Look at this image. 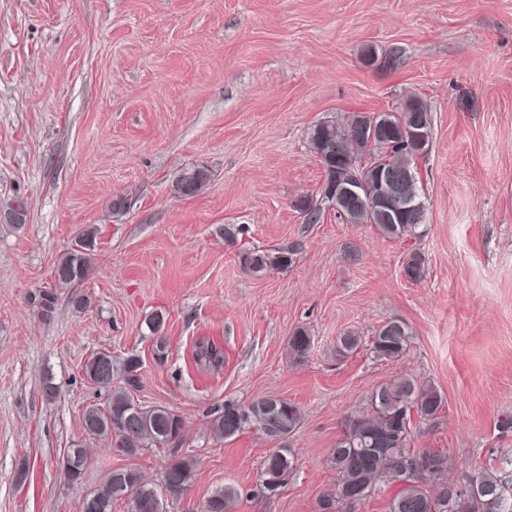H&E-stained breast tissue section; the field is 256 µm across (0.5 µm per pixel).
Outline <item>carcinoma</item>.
Instances as JSON below:
<instances>
[{"label":"carcinoma","instance_id":"carcinoma-1","mask_svg":"<svg viewBox=\"0 0 512 512\" xmlns=\"http://www.w3.org/2000/svg\"><path fill=\"white\" fill-rule=\"evenodd\" d=\"M364 65L380 62L389 70L397 69L402 55L391 57L369 47L362 54ZM361 112L350 115L347 123L324 120L310 127L307 138L312 151L324 170V184L319 191L322 201L336 207V217L347 224H373L381 234L393 240L415 235L423 223L424 213H402L393 216L385 207L367 208L357 199L336 197V188L354 180L363 183L370 193L379 180L378 170L407 172L411 177L401 182L400 195L414 200L423 199L417 177V160L413 144L415 131L432 125L424 121L432 114L418 96L408 98L402 108L387 113L385 127L375 141L370 142L358 130ZM210 180L205 167H193L177 178L174 191L181 196L200 193ZM316 198L304 196L296 202L297 209L307 220L320 218L321 208ZM8 223L14 227L25 224L27 207L18 201L10 205ZM95 248V229L88 227L74 248L61 257L55 266V280L71 284L84 280L92 262ZM245 268L251 273H263L271 268H283L292 263L291 253L280 249H261L246 253ZM404 274L411 282L426 277L425 261L413 251L406 255ZM363 336L351 330L336 339V355L347 356L357 351ZM407 324L391 320L378 326L369 337L370 350L375 357L395 360L402 357L409 346ZM312 343L305 328L293 331L288 339V352L295 359L304 358ZM196 362L218 366L223 353L209 341H200L195 351ZM140 359L128 357L117 360L109 351L90 356L83 366L85 378L106 393L104 405L93 403L83 409L82 429L89 437H108L112 452L119 456H134L146 448H157L168 454V463L161 484L144 479L136 468H121L110 472L104 483L82 502V512H112L115 488L121 484L131 490L133 512H166L164 499H178L187 490L193 472V463L179 455V437L182 420L167 407L143 406L129 391L114 385L119 380L129 386L138 385ZM445 406L442 394L431 384H419L413 378L396 377L377 385L365 400V406L351 414L343 424L341 435L332 449L329 462L336 472L334 489L319 499L318 512H340L356 497L363 501L390 484L398 486L389 502V512H512V502L505 503L499 490L512 478L511 472H481L470 483L478 496L468 495L448 500V493L457 487L449 479L448 455L425 448L416 452L407 448L412 417L430 421ZM213 434L224 440L232 439L252 427L270 439L287 440L300 426L302 413L295 404L276 397H264L244 406L233 399L224 400V406L211 413ZM404 457L416 454L428 458L431 468L428 476L419 478L394 463L385 449ZM88 461L86 449L76 443L67 449L60 468L70 482L82 480ZM293 470L288 455L275 452L266 459L258 492L270 497L279 494ZM237 492L226 487L209 499L206 512H227L228 504Z\"/></svg>","mask_w":512,"mask_h":512}]
</instances>
